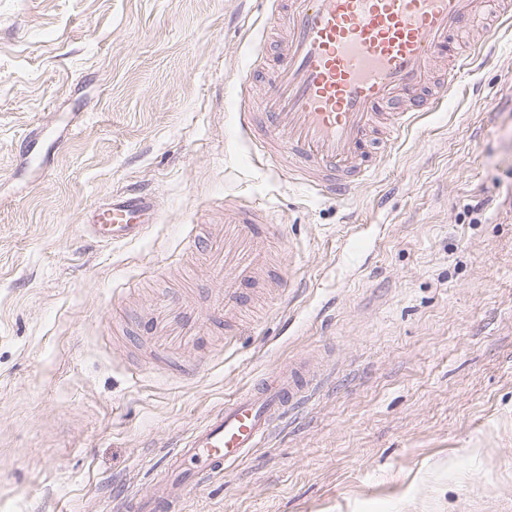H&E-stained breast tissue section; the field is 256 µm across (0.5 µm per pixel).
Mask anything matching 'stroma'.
Returning a JSON list of instances; mask_svg holds the SVG:
<instances>
[{"mask_svg":"<svg viewBox=\"0 0 512 512\" xmlns=\"http://www.w3.org/2000/svg\"><path fill=\"white\" fill-rule=\"evenodd\" d=\"M269 7L0 0V512H115L302 357L305 408L183 512H512V29L339 202L240 128L265 78L239 76L279 61ZM131 188L158 224L95 241L93 210ZM228 197L279 226L245 326L152 363L138 314L188 274L206 310L185 242Z\"/></svg>","mask_w":512,"mask_h":512,"instance_id":"35a3bbf8","label":"stroma"}]
</instances>
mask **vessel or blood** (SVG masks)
I'll return each mask as SVG.
<instances>
[{
    "mask_svg": "<svg viewBox=\"0 0 512 512\" xmlns=\"http://www.w3.org/2000/svg\"><path fill=\"white\" fill-rule=\"evenodd\" d=\"M482 0H271L264 28L287 19L280 63L261 98L267 126L256 146L302 183L345 199L391 151L417 113L430 112L469 73L483 41L449 53ZM159 220L154 199L136 189L93 211L87 231L101 243L142 238ZM264 208L224 202L219 235L191 236L203 251L212 280L208 311L189 302L194 280H185L184 302H161L145 315L150 335L164 337L157 352L169 356L197 337L221 329L236 334L242 291L269 261L277 237ZM307 366L281 365L260 388L225 402L180 439L169 454L172 479L122 503L123 512H180L185 484L223 473L261 447L276 422L309 389Z\"/></svg>",
    "mask_w": 512,
    "mask_h": 512,
    "instance_id": "1",
    "label": "vessel or blood"
}]
</instances>
